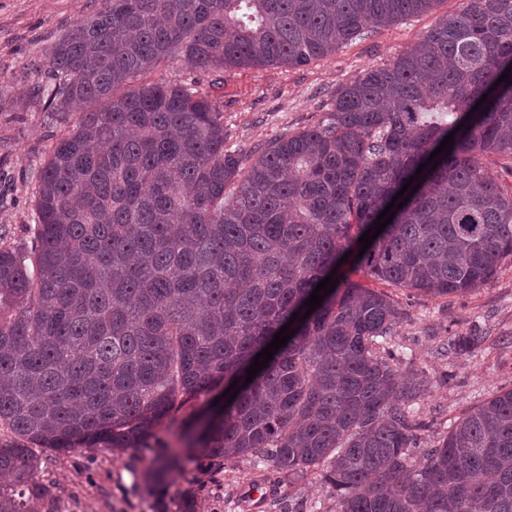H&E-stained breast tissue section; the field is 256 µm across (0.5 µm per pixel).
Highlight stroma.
Segmentation results:
<instances>
[{
    "mask_svg": "<svg viewBox=\"0 0 512 512\" xmlns=\"http://www.w3.org/2000/svg\"><path fill=\"white\" fill-rule=\"evenodd\" d=\"M463 0H438L432 11L389 27H370L336 53L303 67L231 68L202 78V89L224 108L227 144L246 160L271 141L314 125L337 89L365 70L389 64L413 47L440 15L459 11ZM102 0H0V79L11 104L0 110V225L8 245L34 243L36 166L63 130L47 108L39 72L48 49L74 24L100 10ZM406 310L395 343L406 347L402 371L419 370L430 385L417 415L428 426L424 445L442 439L450 426L499 388L512 387V258L496 276L466 295L438 296L390 288ZM484 336L475 351L458 354V337ZM36 478L46 484L57 512H179L195 494L197 512H287L256 491L253 465L240 457L213 473L195 456L163 491L147 482L153 455L132 450L80 448L56 453L35 449Z\"/></svg>",
    "mask_w": 512,
    "mask_h": 512,
    "instance_id": "1",
    "label": "stroma"
}]
</instances>
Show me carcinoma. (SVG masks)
<instances>
[{"instance_id":"obj_1","label":"carcinoma","mask_w":512,"mask_h":512,"mask_svg":"<svg viewBox=\"0 0 512 512\" xmlns=\"http://www.w3.org/2000/svg\"><path fill=\"white\" fill-rule=\"evenodd\" d=\"M438 2L105 0L50 49V111L68 125L87 108L38 166L34 249L0 246V512L49 496L32 447L151 448L202 396L175 437L217 468L249 457L278 488L313 475L338 512H512V388L413 460L429 379L395 361L404 309L344 275L463 296L512 257V76L497 83L512 0H465L247 164L199 79L138 81L178 57L203 74L304 66ZM409 179L419 189L357 257ZM329 274L337 287L304 317ZM287 323L295 335L245 383ZM163 448L157 488L184 469Z\"/></svg>"}]
</instances>
